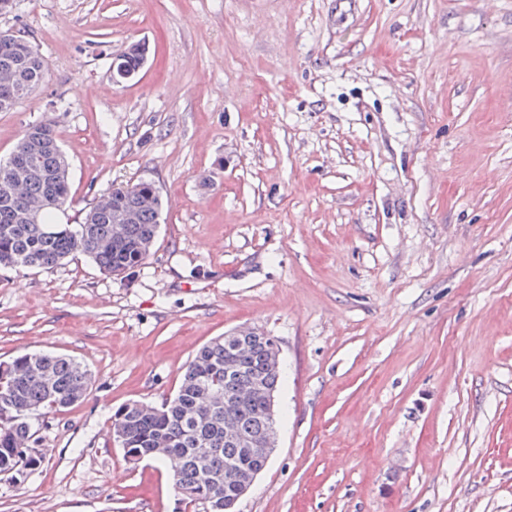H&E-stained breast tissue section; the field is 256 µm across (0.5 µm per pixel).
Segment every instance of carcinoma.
Segmentation results:
<instances>
[{
    "label": "carcinoma",
    "instance_id": "carcinoma-1",
    "mask_svg": "<svg viewBox=\"0 0 512 512\" xmlns=\"http://www.w3.org/2000/svg\"><path fill=\"white\" fill-rule=\"evenodd\" d=\"M145 59L131 45L118 62L136 72ZM48 66L29 40L0 32V112L13 110L44 82ZM12 154L0 160V271L51 269L82 254L100 271L120 276L149 257L160 228L163 201L153 183L113 187L90 206L78 224L52 221L70 193L69 163L54 123L29 125ZM274 346L254 336L237 344L218 337L200 347L177 392L155 407L132 402L113 415L112 432L124 437L123 451L141 460L173 459L175 490L184 506L223 501L233 512L242 476L263 470L270 435L269 395L277 393L282 370ZM90 370L77 360L49 353H24L0 364V473L34 466L31 418L66 408L88 394ZM236 398L224 416V393Z\"/></svg>",
    "mask_w": 512,
    "mask_h": 512
}]
</instances>
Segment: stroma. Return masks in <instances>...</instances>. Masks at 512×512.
I'll list each match as a JSON object with an SVG mask.
<instances>
[{"mask_svg":"<svg viewBox=\"0 0 512 512\" xmlns=\"http://www.w3.org/2000/svg\"><path fill=\"white\" fill-rule=\"evenodd\" d=\"M0 30L48 65L0 159L50 119L62 222L115 185L165 202L127 276L0 271V361L93 374L33 416L41 463L0 474V512H175L169 463H128L112 416L242 326L283 380L237 512H512V0H14ZM145 59V51L141 50V46L139 43L132 44L126 52L122 55V58L119 60L117 64L118 67H122L123 71L119 70L116 72L114 64L112 68V78L116 82H120L121 80L130 78L136 71L141 67ZM133 72V73H130Z\"/></svg>","mask_w":512,"mask_h":512,"instance_id":"1","label":"stroma"}]
</instances>
